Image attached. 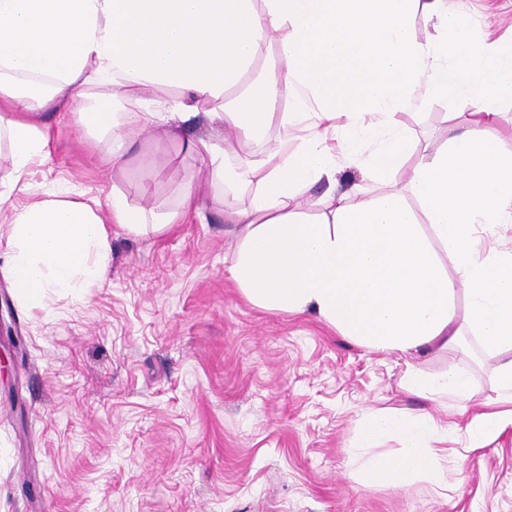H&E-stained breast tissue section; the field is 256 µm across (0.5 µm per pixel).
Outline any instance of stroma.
Listing matches in <instances>:
<instances>
[{
	"instance_id": "1",
	"label": "stroma",
	"mask_w": 512,
	"mask_h": 512,
	"mask_svg": "<svg viewBox=\"0 0 512 512\" xmlns=\"http://www.w3.org/2000/svg\"><path fill=\"white\" fill-rule=\"evenodd\" d=\"M447 5L480 39L512 38V0ZM458 95L395 115L417 144L408 167L454 134ZM204 122L151 126L112 165L109 136L49 113L51 155L23 177L15 205L63 186L103 203L118 189L162 215L191 183L198 210L160 231L112 227L104 280L50 295L41 311L10 287L0 223V300L23 343L0 380V512H512V424L471 437L500 397L499 359L470 330L466 293L456 341L408 352L359 345L311 311L260 308L232 276L240 227L224 221L247 195L212 180L197 144ZM304 136L275 124L230 160L293 150ZM450 372L468 376L466 399L404 388L409 375ZM384 412L399 426L364 442ZM424 415L448 428L440 476L364 484L369 462L399 456Z\"/></svg>"
}]
</instances>
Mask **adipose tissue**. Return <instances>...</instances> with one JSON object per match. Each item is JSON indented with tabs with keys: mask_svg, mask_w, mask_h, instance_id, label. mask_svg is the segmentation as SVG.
<instances>
[{
	"mask_svg": "<svg viewBox=\"0 0 512 512\" xmlns=\"http://www.w3.org/2000/svg\"><path fill=\"white\" fill-rule=\"evenodd\" d=\"M442 2L0 0V139L10 164L0 212L9 215L6 268L18 300L41 310L51 294L99 282L111 254L108 224L137 234L175 219L131 206L118 190L103 217L63 198L14 206L18 183L49 155L45 110L62 107L84 128L110 135L115 164L127 138L201 113L212 130L201 142L212 177L249 191L246 206L224 215L241 227L233 275L244 293L265 310H311L361 345L405 352L454 342V302L465 291L469 327L506 357L497 383L511 408L480 417L483 431L497 430L512 418V253L481 254L472 229L512 224V149L489 131L496 103L512 97V46L478 66L482 43ZM419 18L430 39L417 38ZM270 46L275 54L263 56ZM91 83L112 85L113 100L133 92L142 106L88 108ZM452 85L461 89L465 125L393 190L413 149L394 116ZM161 87L176 90V101L158 98ZM311 110L322 122L344 118L354 152L365 118L379 120L381 140L349 180L338 179L315 130L298 151L229 164L233 140L259 138ZM369 182L385 193L369 195ZM319 183L327 211L308 221L296 199ZM439 245L455 259L458 278L443 268ZM447 439L435 420L421 422L400 456L365 468L364 482L397 487L439 474Z\"/></svg>",
	"mask_w": 512,
	"mask_h": 512,
	"instance_id": "adipose-tissue-1",
	"label": "adipose tissue"
}]
</instances>
